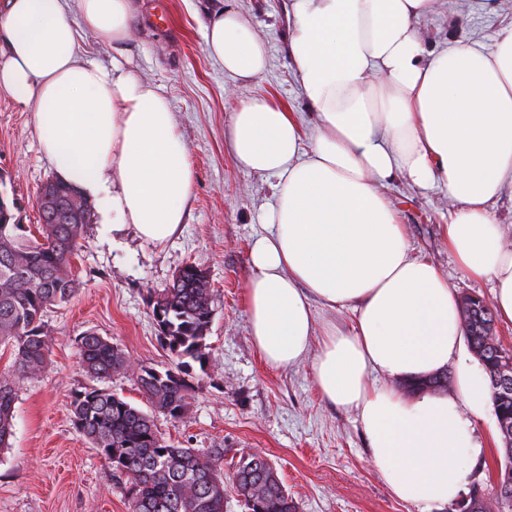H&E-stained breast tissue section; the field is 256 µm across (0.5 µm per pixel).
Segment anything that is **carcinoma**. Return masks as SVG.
Wrapping results in <instances>:
<instances>
[{"label":"carcinoma","instance_id":"carcinoma-1","mask_svg":"<svg viewBox=\"0 0 512 512\" xmlns=\"http://www.w3.org/2000/svg\"><path fill=\"white\" fill-rule=\"evenodd\" d=\"M94 208L79 203L65 224H41L38 232L17 220L14 207L0 214V346L10 349L11 369L0 373V448L14 434L17 380L46 366L52 338L43 316L66 304L80 288L68 271ZM160 341L176 367L158 370L131 364L125 353L96 332L78 339L83 369L93 379L131 373L150 410L104 389L75 394L70 405L73 427L123 479L130 512H224V449L185 448L159 432L156 418H180L187 407L192 363L204 365L213 315L212 291L204 271L187 265L172 283L150 299ZM486 375L500 353L498 338L481 325L465 331ZM234 486L244 512H297L278 469L262 454L249 453L236 463Z\"/></svg>","mask_w":512,"mask_h":512}]
</instances>
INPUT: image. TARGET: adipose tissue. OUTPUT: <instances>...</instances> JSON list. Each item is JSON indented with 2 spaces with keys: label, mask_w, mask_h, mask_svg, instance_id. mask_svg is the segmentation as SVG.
I'll list each match as a JSON object with an SVG mask.
<instances>
[{
  "label": "adipose tissue",
  "mask_w": 512,
  "mask_h": 512,
  "mask_svg": "<svg viewBox=\"0 0 512 512\" xmlns=\"http://www.w3.org/2000/svg\"><path fill=\"white\" fill-rule=\"evenodd\" d=\"M437 2L288 0V53L313 129L254 95L239 99L228 131L235 165L276 179L249 250L257 352L274 368L310 361L322 398L357 413L390 491L429 505L461 493L491 394L464 352L456 291L411 254L384 185L446 189L448 250L468 277L492 282L496 316L512 325V248L492 212L512 190V25L493 51L450 42L433 53L419 24ZM133 17L132 0H0V89L32 110L58 180L102 223L161 244L185 221L188 145L155 85L81 50L84 32L127 41ZM204 38L228 94L266 71L267 46L239 9L214 12ZM318 302L351 309L350 327L318 324ZM448 368L452 393L400 387Z\"/></svg>",
  "instance_id": "obj_1"
}]
</instances>
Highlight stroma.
<instances>
[{"label":"stroma","instance_id":"stroma-1","mask_svg":"<svg viewBox=\"0 0 512 512\" xmlns=\"http://www.w3.org/2000/svg\"><path fill=\"white\" fill-rule=\"evenodd\" d=\"M225 0H134L132 34L114 46L89 37L86 59L104 67L121 62L153 83L171 102L195 180L186 221L168 242L155 245L133 225L85 227L71 270L81 283L67 305L46 311L52 338L45 369L17 384L14 435L0 449V512H128L120 480L97 450L73 428L74 395L92 387L80 363L77 339L88 330L107 337L138 363L164 370L175 359L158 340L151 292L166 288L192 264L208 276L214 315L205 367L193 368L188 406L180 419L159 418L166 438L187 448L224 451V476L232 478L241 455L261 453L279 469L298 512H449L397 499L372 461L357 414L326 403L310 363L276 369L265 364L249 334L245 291L252 276L248 250L262 230L269 200L264 178L240 171L226 143L235 107L224 92V70L207 54L204 22ZM287 0H236L264 37L268 67L249 86L252 94L308 107L297 91L286 44ZM512 24V0H445L423 23L428 49L446 41L477 42L493 50L499 29ZM55 173L38 148L33 112L0 89V194L17 204L21 223L37 227V196ZM413 254L447 274L458 295L490 297L491 285L468 278L443 243L450 221L444 188L421 190L391 183ZM493 413L474 424L488 444ZM489 446V444H488ZM502 456L469 458L470 482L493 488Z\"/></svg>","mask_w":512,"mask_h":512}]
</instances>
